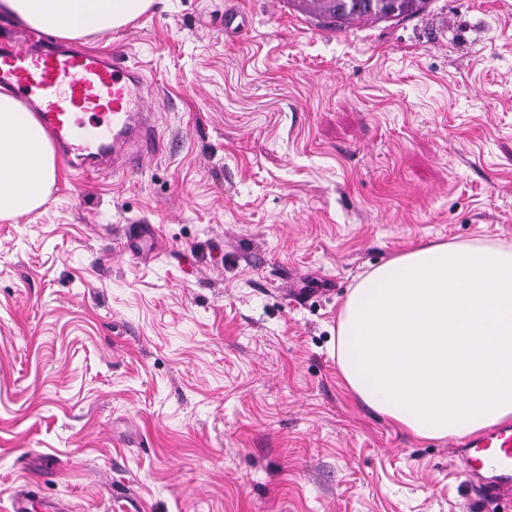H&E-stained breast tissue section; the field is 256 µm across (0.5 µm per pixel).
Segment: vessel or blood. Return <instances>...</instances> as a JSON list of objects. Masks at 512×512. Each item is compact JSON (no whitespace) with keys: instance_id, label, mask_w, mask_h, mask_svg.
<instances>
[{"instance_id":"obj_1","label":"vessel or blood","mask_w":512,"mask_h":512,"mask_svg":"<svg viewBox=\"0 0 512 512\" xmlns=\"http://www.w3.org/2000/svg\"><path fill=\"white\" fill-rule=\"evenodd\" d=\"M0 85L37 93L36 117L55 146L72 157L77 174L124 171L164 149L143 74L117 56L53 40L37 51L20 45L0 56ZM471 446V468L483 495L512 484V428Z\"/></svg>"}]
</instances>
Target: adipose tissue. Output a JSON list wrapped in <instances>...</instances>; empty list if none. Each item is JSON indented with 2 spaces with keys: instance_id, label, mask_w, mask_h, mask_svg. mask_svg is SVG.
I'll list each match as a JSON object with an SVG mask.
<instances>
[{
  "instance_id": "ef3b65f1",
  "label": "adipose tissue",
  "mask_w": 512,
  "mask_h": 512,
  "mask_svg": "<svg viewBox=\"0 0 512 512\" xmlns=\"http://www.w3.org/2000/svg\"><path fill=\"white\" fill-rule=\"evenodd\" d=\"M155 0H0V15L67 39L106 32ZM54 146L0 89V219L43 206ZM336 364L363 404L417 438L512 421V243L445 242L359 276L340 309Z\"/></svg>"
}]
</instances>
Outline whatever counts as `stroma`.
<instances>
[{
	"label": "stroma",
	"mask_w": 512,
	"mask_h": 512,
	"mask_svg": "<svg viewBox=\"0 0 512 512\" xmlns=\"http://www.w3.org/2000/svg\"><path fill=\"white\" fill-rule=\"evenodd\" d=\"M82 43L143 70L166 151L60 166L0 220V512L20 490L32 512H512L335 356L359 273L512 242V0L342 30L290 0H156Z\"/></svg>",
	"instance_id": "stroma-1"
}]
</instances>
